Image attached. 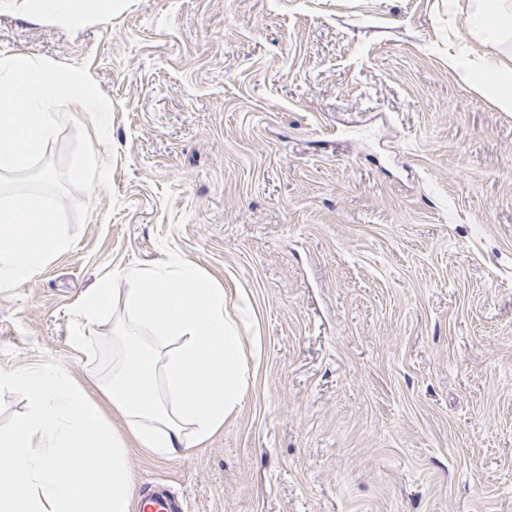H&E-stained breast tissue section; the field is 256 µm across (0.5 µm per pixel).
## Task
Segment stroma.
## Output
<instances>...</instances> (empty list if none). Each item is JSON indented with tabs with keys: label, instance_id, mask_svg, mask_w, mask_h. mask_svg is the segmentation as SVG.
Segmentation results:
<instances>
[{
	"label": "stroma",
	"instance_id": "1",
	"mask_svg": "<svg viewBox=\"0 0 512 512\" xmlns=\"http://www.w3.org/2000/svg\"><path fill=\"white\" fill-rule=\"evenodd\" d=\"M473 0H112L74 29L0 10V51L86 66L109 186L73 248L0 292V370L112 365L120 270L223 288L253 374L187 454L137 446L186 512H512V41ZM112 304L71 346L83 297Z\"/></svg>",
	"mask_w": 512,
	"mask_h": 512
}]
</instances>
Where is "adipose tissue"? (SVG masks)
<instances>
[{
  "mask_svg": "<svg viewBox=\"0 0 512 512\" xmlns=\"http://www.w3.org/2000/svg\"><path fill=\"white\" fill-rule=\"evenodd\" d=\"M29 10L69 27L106 15L100 0H29ZM129 276L127 319L112 368L98 379L111 413L62 364L0 371V391L25 401L20 416L0 425V512H130L137 482L129 443L174 458L240 405L250 366L223 289L181 258ZM115 414L124 432L113 429Z\"/></svg>",
  "mask_w": 512,
  "mask_h": 512,
  "instance_id": "ef3b65f1",
  "label": "adipose tissue"
}]
</instances>
